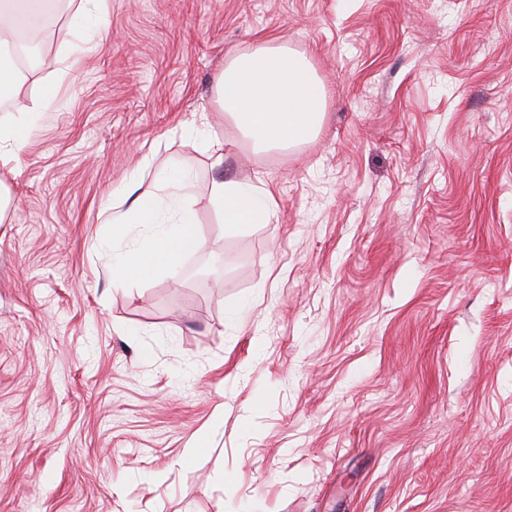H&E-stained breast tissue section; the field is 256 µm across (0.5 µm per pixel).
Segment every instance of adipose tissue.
Wrapping results in <instances>:
<instances>
[{
  "mask_svg": "<svg viewBox=\"0 0 512 512\" xmlns=\"http://www.w3.org/2000/svg\"><path fill=\"white\" fill-rule=\"evenodd\" d=\"M17 47L0 34V100L10 103V115L0 119V160L24 148L36 113L48 103L29 107L16 95L14 68ZM214 104L255 147H293L312 139L325 112L322 83L311 63L284 43H263L232 56L215 83ZM159 188L136 197L133 206L114 211L109 219L113 239L127 225L153 224L157 230L132 249L112 254V279L136 283L163 269L175 272L181 260L206 247L191 208V175L181 168L162 171ZM214 203L227 232L244 224H265L275 214L272 192L235 180L214 182Z\"/></svg>",
  "mask_w": 512,
  "mask_h": 512,
  "instance_id": "obj_1",
  "label": "adipose tissue"
}]
</instances>
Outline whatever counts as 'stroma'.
<instances>
[{
	"instance_id": "1",
	"label": "stroma",
	"mask_w": 512,
	"mask_h": 512,
	"mask_svg": "<svg viewBox=\"0 0 512 512\" xmlns=\"http://www.w3.org/2000/svg\"><path fill=\"white\" fill-rule=\"evenodd\" d=\"M46 2L16 92L54 110L0 169V512H512V0ZM265 41L323 81L292 148L213 104ZM169 165L208 248L113 282L100 214ZM225 178L269 223L226 232ZM81 12L78 15L80 25L87 26L89 22L97 23L104 19L110 10V0H83ZM262 184L255 186L235 180L213 183L212 199L222 212L227 232H236L241 224H266L274 216V196Z\"/></svg>"
}]
</instances>
